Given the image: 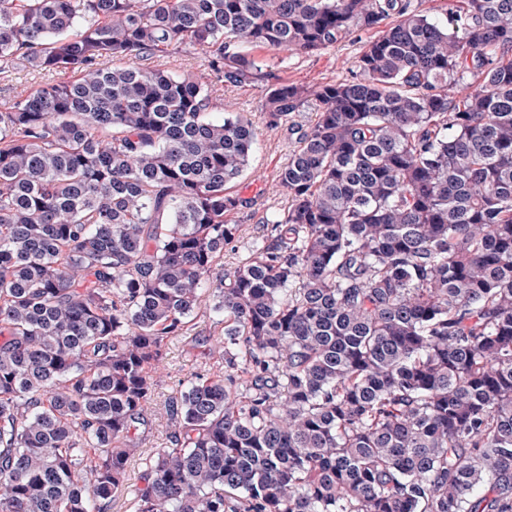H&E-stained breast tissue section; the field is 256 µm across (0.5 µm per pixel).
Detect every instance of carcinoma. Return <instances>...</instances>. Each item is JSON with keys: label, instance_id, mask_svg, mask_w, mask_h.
<instances>
[{"label": "carcinoma", "instance_id": "cac0c4a2", "mask_svg": "<svg viewBox=\"0 0 512 512\" xmlns=\"http://www.w3.org/2000/svg\"><path fill=\"white\" fill-rule=\"evenodd\" d=\"M380 25L351 77L265 89L316 120L213 275L256 133L150 60L243 84ZM18 61L76 76L0 111V512H110L207 291L224 374L171 401L132 512H512V0H0Z\"/></svg>", "mask_w": 512, "mask_h": 512}]
</instances>
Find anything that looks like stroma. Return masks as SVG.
Wrapping results in <instances>:
<instances>
[{"instance_id": "stroma-1", "label": "stroma", "mask_w": 512, "mask_h": 512, "mask_svg": "<svg viewBox=\"0 0 512 512\" xmlns=\"http://www.w3.org/2000/svg\"><path fill=\"white\" fill-rule=\"evenodd\" d=\"M369 38V33L361 32L355 40L346 39L315 53L257 50L265 77L241 86L231 85L223 75L210 71L199 48L188 46L160 59L162 69L192 77L202 86L211 100L214 114L227 110L242 113L252 119L257 129L249 166L236 187L237 194L245 201L244 207L234 216L239 226L236 246L218 259L215 273L234 268L253 256L257 244L267 234L266 216L287 206L288 198L277 185V175L288 158V125L293 122L308 126L315 120L316 112L308 105L293 113L291 122L269 126L268 117L262 110L268 83L287 81L312 86L342 79L355 70L361 48ZM72 76L69 70L45 74L22 66L12 69L0 75V106L26 96L32 89L59 83ZM213 305V296L204 294L200 308L191 317L189 330L166 341L165 357L155 374L157 385L147 414L148 423L138 430L139 451L129 462L122 491L112 500V512H130L131 500L143 484L146 459L168 447L172 430V420L167 412L169 401L186 389L192 374L217 375L224 370L223 357L212 351L215 340L224 334V316L215 312Z\"/></svg>"}]
</instances>
